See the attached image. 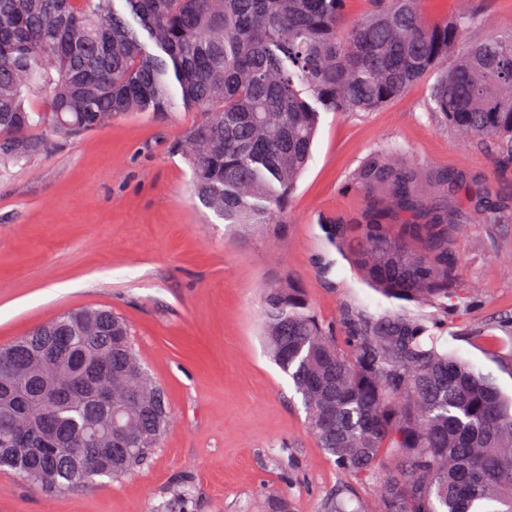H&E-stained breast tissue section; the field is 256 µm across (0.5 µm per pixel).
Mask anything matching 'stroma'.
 Returning <instances> with one entry per match:
<instances>
[{
    "label": "stroma",
    "instance_id": "1",
    "mask_svg": "<svg viewBox=\"0 0 512 512\" xmlns=\"http://www.w3.org/2000/svg\"><path fill=\"white\" fill-rule=\"evenodd\" d=\"M430 21L470 12L467 40L512 33V0H423ZM430 80L372 112L322 113L313 157L280 239L228 228L191 191L172 145L196 109L140 112L0 168V345L61 313L104 307L132 329L141 361L165 389L172 421L148 465L112 481L49 493L0 471V512H160L178 484L188 512H266L286 496L293 512H323L346 489H375L338 470L306 425L291 381L261 336L264 290L296 277L326 325L343 336L346 314L387 307L331 244L326 220L352 217L363 195L349 181L373 151L401 150L423 168L479 177L512 195V165L459 138L428 108ZM468 306L449 312V350L493 373L481 339L512 341V223L474 215L455 237Z\"/></svg>",
    "mask_w": 512,
    "mask_h": 512
}]
</instances>
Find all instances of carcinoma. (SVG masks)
<instances>
[{
  "instance_id": "carcinoma-1",
  "label": "carcinoma",
  "mask_w": 512,
  "mask_h": 512,
  "mask_svg": "<svg viewBox=\"0 0 512 512\" xmlns=\"http://www.w3.org/2000/svg\"><path fill=\"white\" fill-rule=\"evenodd\" d=\"M122 2L124 10L116 8ZM349 0H0V165L134 112L196 108L174 144L195 194L226 224L282 236L312 152L320 114L370 112L428 74L429 110L458 134L512 163V35L467 43V14L423 18L420 0H369L358 22ZM365 208L351 221L352 260L387 298L448 309L462 300L456 234L471 213L505 212L483 183L427 170L395 150L371 153L351 177ZM264 335L309 428L338 469L379 486L372 505L338 493L326 512H512V395L491 373L448 352L433 318L406 308L351 313L345 345L291 279L264 292ZM56 329L75 351L124 375L138 360L112 311L65 312L26 335ZM70 361L44 383L74 382ZM59 442L12 448L4 422H34L32 390L0 403V468L63 493L105 473L144 465L170 419L163 387L142 370L134 399L115 407L130 444L102 458L85 444L89 401L49 400ZM82 449L78 464L67 451Z\"/></svg>"
}]
</instances>
